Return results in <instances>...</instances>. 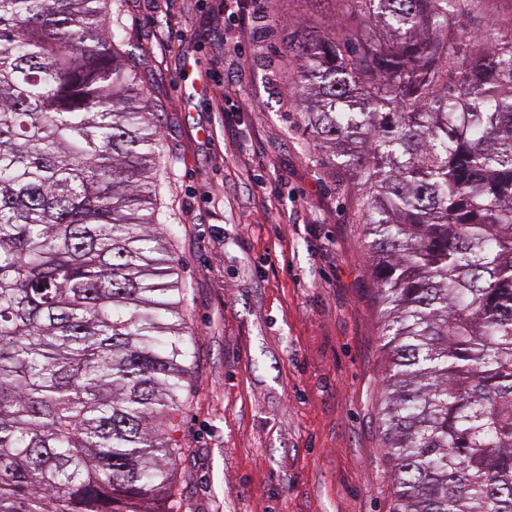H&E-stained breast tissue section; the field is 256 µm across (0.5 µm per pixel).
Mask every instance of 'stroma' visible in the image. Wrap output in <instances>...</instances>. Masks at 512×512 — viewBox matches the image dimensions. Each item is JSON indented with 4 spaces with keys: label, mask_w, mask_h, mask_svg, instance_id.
Here are the masks:
<instances>
[{
    "label": "stroma",
    "mask_w": 512,
    "mask_h": 512,
    "mask_svg": "<svg viewBox=\"0 0 512 512\" xmlns=\"http://www.w3.org/2000/svg\"><path fill=\"white\" fill-rule=\"evenodd\" d=\"M225 2L112 16L160 118L158 218L193 338L178 512H391L358 189L305 132L288 51L356 20L343 0Z\"/></svg>",
    "instance_id": "stroma-1"
}]
</instances>
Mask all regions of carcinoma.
Listing matches in <instances>:
<instances>
[{
  "mask_svg": "<svg viewBox=\"0 0 512 512\" xmlns=\"http://www.w3.org/2000/svg\"><path fill=\"white\" fill-rule=\"evenodd\" d=\"M289 43L302 122L360 187L392 512H512V26L345 0ZM112 0H0V512H174L192 358L160 127Z\"/></svg>",
  "mask_w": 512,
  "mask_h": 512,
  "instance_id": "carcinoma-1",
  "label": "carcinoma"
}]
</instances>
